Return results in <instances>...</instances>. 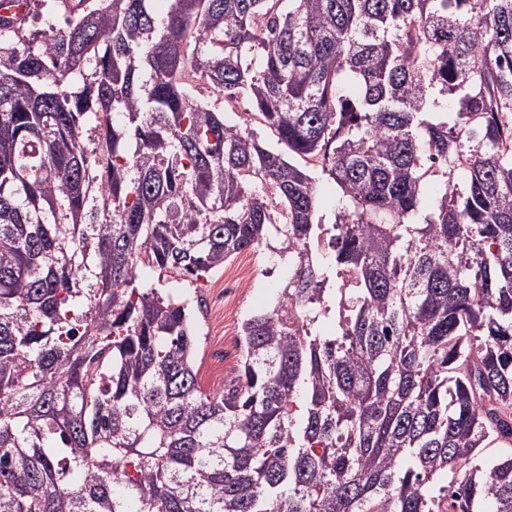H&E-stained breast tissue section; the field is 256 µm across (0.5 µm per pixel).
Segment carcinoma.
<instances>
[{
	"label": "carcinoma",
	"mask_w": 512,
	"mask_h": 512,
	"mask_svg": "<svg viewBox=\"0 0 512 512\" xmlns=\"http://www.w3.org/2000/svg\"><path fill=\"white\" fill-rule=\"evenodd\" d=\"M48 2L0 9V512H512V450L480 458L512 444V0H61L30 30ZM265 248L288 276L206 390L139 268ZM338 190L336 185L325 177H319L316 184V195L319 205V215H323L324 222H330V217L336 209V197Z\"/></svg>",
	"instance_id": "carcinoma-1"
}]
</instances>
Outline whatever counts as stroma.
<instances>
[{
	"label": "stroma",
	"instance_id": "35a3bbf8",
	"mask_svg": "<svg viewBox=\"0 0 512 512\" xmlns=\"http://www.w3.org/2000/svg\"><path fill=\"white\" fill-rule=\"evenodd\" d=\"M285 273L284 266L269 265L267 253L244 252L204 286V315L196 330V366L204 389L223 385L225 376L236 367L242 351L238 336L241 319L272 299ZM240 278L244 287H234V280Z\"/></svg>",
	"mask_w": 512,
	"mask_h": 512
}]
</instances>
